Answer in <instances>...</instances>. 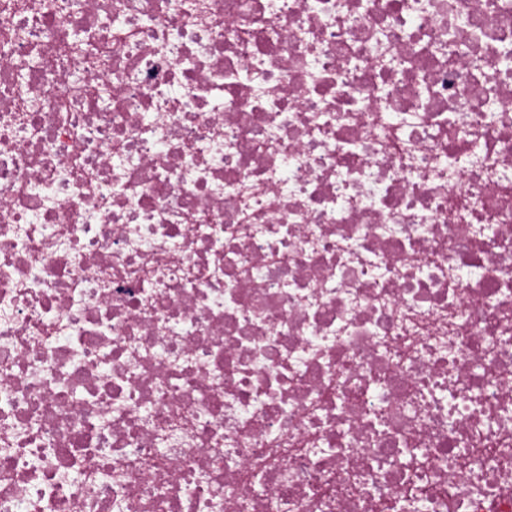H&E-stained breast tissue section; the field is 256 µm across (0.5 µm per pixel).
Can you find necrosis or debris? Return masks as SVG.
<instances>
[{
	"mask_svg": "<svg viewBox=\"0 0 512 512\" xmlns=\"http://www.w3.org/2000/svg\"><path fill=\"white\" fill-rule=\"evenodd\" d=\"M0 512H512V0H0Z\"/></svg>",
	"mask_w": 512,
	"mask_h": 512,
	"instance_id": "obj_1",
	"label": "necrosis or debris"
}]
</instances>
